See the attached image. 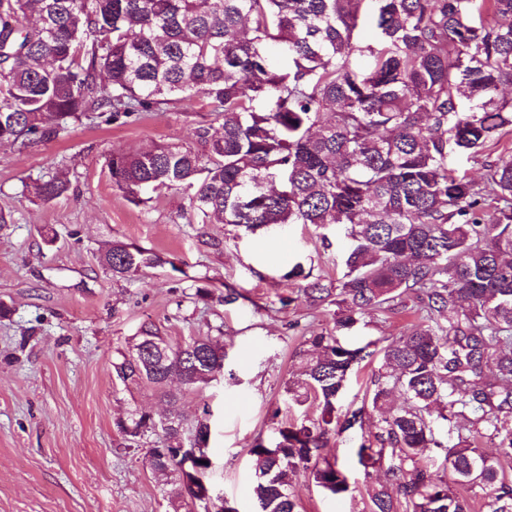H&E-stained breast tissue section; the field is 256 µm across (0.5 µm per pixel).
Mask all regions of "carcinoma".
Masks as SVG:
<instances>
[{"label": "carcinoma", "instance_id": "cac0c4a2", "mask_svg": "<svg viewBox=\"0 0 512 512\" xmlns=\"http://www.w3.org/2000/svg\"><path fill=\"white\" fill-rule=\"evenodd\" d=\"M375 44L353 41L366 7ZM490 13L492 24L476 23ZM288 50L274 67L267 42ZM0 143L49 141L89 112L108 121L202 98L223 118L197 131L200 148L155 145L108 160L112 186L131 202L184 187L203 221L255 233L286 224L347 226L341 287L318 277L303 289L316 305H341L333 329L308 337L301 377L287 394L319 414L272 428L248 449L258 512H297L293 477L304 472L331 497L351 492L332 437L363 427L365 406L341 415L348 372L372 356L336 333L367 311L405 307L427 325L379 350L372 408L395 393L356 451L364 476L383 464L396 479L368 490L370 512H471L452 485L478 490L487 512H512V153L477 184L448 170L453 153L477 157L512 129V0H0ZM371 59L367 69L354 56ZM68 190L64 176L36 185L44 200ZM116 280L167 264L114 241L100 258ZM224 343H174L146 323L117 351L125 386L152 385L170 407L158 423L135 412L116 423L149 449L154 478L174 512H200L198 475L212 467L210 411L183 426L176 377L197 391L224 373ZM468 422L456 441L437 426ZM499 439L498 453L482 441ZM197 446L198 456L184 464ZM438 450L448 477L430 471Z\"/></svg>", "mask_w": 512, "mask_h": 512}]
</instances>
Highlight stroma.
Returning a JSON list of instances; mask_svg holds the SVG:
<instances>
[{
  "label": "stroma",
  "instance_id": "1",
  "mask_svg": "<svg viewBox=\"0 0 512 512\" xmlns=\"http://www.w3.org/2000/svg\"><path fill=\"white\" fill-rule=\"evenodd\" d=\"M219 129L205 101L194 99L133 123L106 124L88 114L56 139L21 150L0 144V512H173L147 455L153 438L127 445L116 427L135 410L166 415L158 392L126 388L113 374L118 348L145 322L173 341L219 332L224 374L186 393L185 423L200 403L211 412L208 481L238 512H256L248 448L281 421L316 417L315 403L285 392L298 377L307 337L331 330L334 306L315 308L305 280L285 279L295 262L313 275L342 281L349 240L344 226L320 230L290 224L248 234L208 224L188 194L168 189L147 204L114 189L106 162L116 152L158 143L197 145L199 128ZM66 174L69 189L49 201L37 182ZM133 243L167 263L116 281L100 263L112 241ZM210 291L199 300L197 289ZM235 302H225L227 294ZM405 309L371 312L347 342L390 341L424 326L406 296ZM359 433L330 439L353 488L326 496L305 474L293 490L299 512H368L369 482L392 484L386 470L365 477L354 450Z\"/></svg>",
  "mask_w": 512,
  "mask_h": 512
}]
</instances>
